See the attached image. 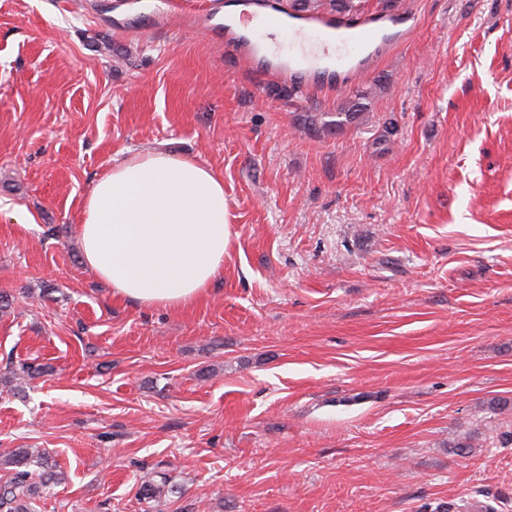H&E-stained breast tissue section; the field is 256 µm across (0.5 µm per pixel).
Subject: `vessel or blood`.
I'll use <instances>...</instances> for the list:
<instances>
[{
    "mask_svg": "<svg viewBox=\"0 0 512 512\" xmlns=\"http://www.w3.org/2000/svg\"><path fill=\"white\" fill-rule=\"evenodd\" d=\"M254 18L253 26L236 32L238 40L263 52L269 51L268 34L276 31L287 35L289 54L284 56L277 50L271 53L278 64L287 66L292 73L310 71L326 62L331 63L339 74L363 71L367 61L357 57V50H365L368 55L376 54L387 37H406L417 24L411 12L379 22L317 17L291 24L280 14L269 11L255 13Z\"/></svg>",
    "mask_w": 512,
    "mask_h": 512,
    "instance_id": "obj_1",
    "label": "vessel or blood"
}]
</instances>
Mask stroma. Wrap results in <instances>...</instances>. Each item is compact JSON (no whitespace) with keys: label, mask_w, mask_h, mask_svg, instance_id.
Listing matches in <instances>:
<instances>
[{"label":"stroma","mask_w":512,"mask_h":512,"mask_svg":"<svg viewBox=\"0 0 512 512\" xmlns=\"http://www.w3.org/2000/svg\"><path fill=\"white\" fill-rule=\"evenodd\" d=\"M182 2L0 0V379L53 369L0 382V452L57 463L37 512H512V0H402L413 33L290 100L205 15L251 0ZM379 76L358 123L298 124ZM127 151L224 179L187 308L83 261Z\"/></svg>","instance_id":"35a3bbf8"}]
</instances>
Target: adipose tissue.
Instances as JSON below:
<instances>
[{
	"mask_svg": "<svg viewBox=\"0 0 512 512\" xmlns=\"http://www.w3.org/2000/svg\"><path fill=\"white\" fill-rule=\"evenodd\" d=\"M226 214L224 181L209 167L160 151L130 154L85 200V263L113 296L142 307H189L224 274Z\"/></svg>",
	"mask_w": 512,
	"mask_h": 512,
	"instance_id": "ef3b65f1",
	"label": "adipose tissue"
}]
</instances>
